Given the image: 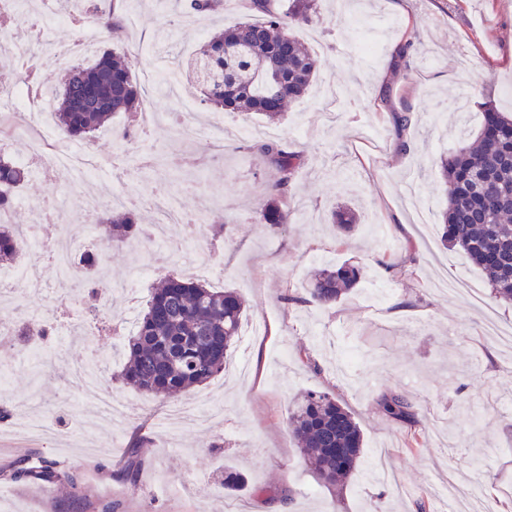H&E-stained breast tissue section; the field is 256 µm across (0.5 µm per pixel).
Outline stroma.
<instances>
[{"label":"stroma","mask_w":512,"mask_h":512,"mask_svg":"<svg viewBox=\"0 0 512 512\" xmlns=\"http://www.w3.org/2000/svg\"><path fill=\"white\" fill-rule=\"evenodd\" d=\"M318 0L311 22L295 34L317 56L316 82L336 93L322 105L314 93L293 101L276 123L238 116V123L276 139L305 158L282 206L289 224H260L254 204L275 177L259 156H245L237 142L214 157L208 142L181 139L169 130L179 110L156 93L155 80L177 72L192 111L208 121L218 111L202 103L188 64L202 39L242 17V0L223 10L194 14L186 0H128L113 37H98L96 51L114 47L134 61L142 113L131 139L119 138L117 116L87 145L103 160L91 184L105 193L151 197L165 188L179 209L200 214L216 262L208 277L216 288L237 291L247 320L266 324L264 335L239 339L226 374L193 388L214 419L177 434L162 429L150 398L120 377L122 339L104 327L88 333L112 352L106 384L122 398L126 415L106 425L81 404L66 383L71 367L88 356L82 341L51 334L43 342L56 357L48 371L17 366L0 406L24 408L56 429L55 440L13 433L0 420V512H228L240 502L250 512H416L425 499L440 512L455 493L478 497L477 512H512V350L485 331L493 313L512 323V305L496 301L481 272L456 247L441 242L440 212L446 191L440 156L455 151L461 132L479 131L485 103L512 112V0ZM27 18L53 16L60 45L80 29L73 0H30ZM411 42L406 72H393L391 52ZM390 89L391 102L379 94ZM410 110V151L396 147L389 109ZM82 185L60 177L50 188L21 189L64 203L66 232L82 252L99 253L100 228L82 210ZM346 204L358 225L345 234L329 224ZM143 245L114 247L105 265L115 293L112 321L127 305L142 307L157 274L140 277ZM402 269L389 273L378 260ZM346 261L365 276L335 306L287 304L304 295L315 267ZM43 295L15 280L20 308L0 301V316L43 321L54 299L79 297L62 268L40 264ZM410 302L408 313L397 311ZM332 390L359 422L366 461L383 454L392 477H371L364 465L339 487L321 482L299 456L288 431V407L309 390ZM386 389L410 395L418 407L415 426L390 420L376 406ZM137 448L138 487L118 475L129 448ZM43 453L79 474L80 489L9 479L14 460ZM242 474V490L224 492L225 469Z\"/></svg>","instance_id":"35a3bbf8"}]
</instances>
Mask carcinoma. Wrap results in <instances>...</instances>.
I'll use <instances>...</instances> for the list:
<instances>
[{
  "label": "carcinoma",
  "instance_id": "1",
  "mask_svg": "<svg viewBox=\"0 0 512 512\" xmlns=\"http://www.w3.org/2000/svg\"><path fill=\"white\" fill-rule=\"evenodd\" d=\"M84 18L102 33L111 35L125 0H82ZM246 18L210 34L194 59L193 77L203 87L204 102L217 109L247 117L279 118L285 107L304 96L315 80L317 59L292 33L299 23L312 20L315 0H288L281 10L274 0H243ZM128 54L103 52L92 64H73L51 88L52 112L61 135L86 139L119 114L132 115L141 108L140 93L132 76ZM397 140L411 128L409 112L389 110ZM471 134L460 137V146L439 160L448 206L441 213L443 244L461 248L488 277L494 297L512 302V116L490 106L475 142ZM242 151L261 156L276 172L267 194L256 206L259 221L271 228L290 221L280 206L302 165V155L281 140L241 145ZM36 181L32 171L0 154V214L11 209L13 193ZM332 223L351 230L356 215L338 206ZM102 239L110 246L141 234L135 210L110 206L100 213ZM23 232L19 225L0 219V267L17 263L22 255ZM78 279L87 288L84 299L93 308L110 296L112 284L98 275L97 259L82 254L75 261ZM363 267L345 262L314 272L307 283L308 303L329 307L356 287ZM245 305L229 289L202 281L166 275L153 289L140 313L135 332L123 346L122 378L142 393L158 399L179 398L224 371L229 353L240 336ZM376 403L391 420L416 423V402L396 391L383 392ZM288 425L303 461L330 485L344 482L359 466L363 433L352 412L336 395L311 390L288 408ZM136 449L120 471L130 485L139 482ZM14 480L63 482L77 488L73 474L43 455L25 454L13 465Z\"/></svg>",
  "mask_w": 512,
  "mask_h": 512
}]
</instances>
